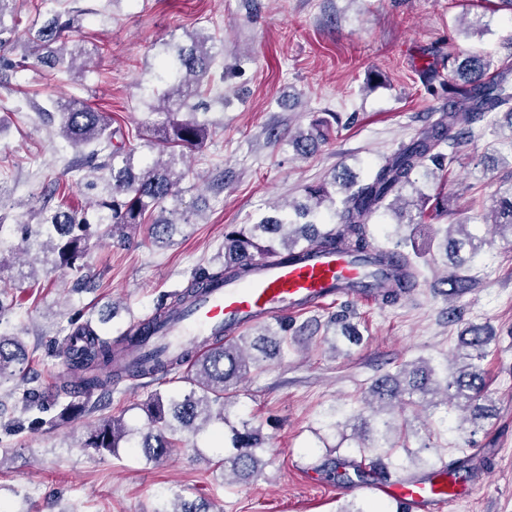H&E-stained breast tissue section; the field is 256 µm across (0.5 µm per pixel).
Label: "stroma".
<instances>
[{
	"mask_svg": "<svg viewBox=\"0 0 512 512\" xmlns=\"http://www.w3.org/2000/svg\"><path fill=\"white\" fill-rule=\"evenodd\" d=\"M57 11L69 13L74 38L93 53L83 77L20 66L17 50L9 54L16 69L0 70V231L13 241L21 239L17 224L53 189L78 210L104 193L86 187L74 168L79 152L40 109L77 97L138 134L155 119L144 74L156 69L164 42L196 31L223 44L227 76L214 80L210 109L198 115L211 135L189 152L181 183L184 205H197L202 219L162 246L144 224L123 243L91 240L88 288L58 269L10 289L0 332L18 336L29 361L26 379L0 384V512H154L175 493L214 501L219 512H388L386 500L319 477L317 467L330 445L338 458L359 459L369 440L353 426L372 381L419 359L446 364L459 353L465 322L488 325L494 336L482 363L492 417L476 431L452 406L406 405L393 418L410 447L430 440L447 461L464 449L481 468L482 480L466 479L465 497L444 512H512V240L482 222L492 197L512 184V121L502 113L456 149L447 215L416 227L420 276L410 296L392 306L342 299L290 316L294 341L282 358L236 385L232 422L259 424L267 438L259 476L223 482V450L202 433H177L171 456L156 463L130 448L114 456L80 448L89 418L142 425L148 395L176 390L169 379L125 381L92 396L88 417H61L55 399L69 378L62 352L71 317L84 314L119 335L223 251L226 225L302 199L306 186L334 171L366 175L447 107V97L427 94L424 67L471 52L512 63V9L500 0H19L20 35ZM330 112L344 123L332 124L313 154L297 156L295 132ZM272 129L279 142H270ZM466 219L487 245L469 269L471 291L447 296L448 269L430 229ZM452 309L461 323L449 322ZM29 388L41 396L36 417L23 410ZM331 411L345 441L323 430Z\"/></svg>",
	"mask_w": 512,
	"mask_h": 512,
	"instance_id": "stroma-1",
	"label": "stroma"
}]
</instances>
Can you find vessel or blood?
Here are the masks:
<instances>
[{
  "label": "vessel or blood",
  "instance_id": "b4317fda",
  "mask_svg": "<svg viewBox=\"0 0 512 512\" xmlns=\"http://www.w3.org/2000/svg\"><path fill=\"white\" fill-rule=\"evenodd\" d=\"M385 275V269L347 252L303 251L285 264L257 262L247 279L214 285L189 309L161 324L146 349L164 357L188 348L199 353L248 326L287 313L300 314L342 298H375ZM367 489L395 502L400 512H443L463 494L462 489L449 487L443 472L408 479L377 478Z\"/></svg>",
  "mask_w": 512,
  "mask_h": 512
}]
</instances>
